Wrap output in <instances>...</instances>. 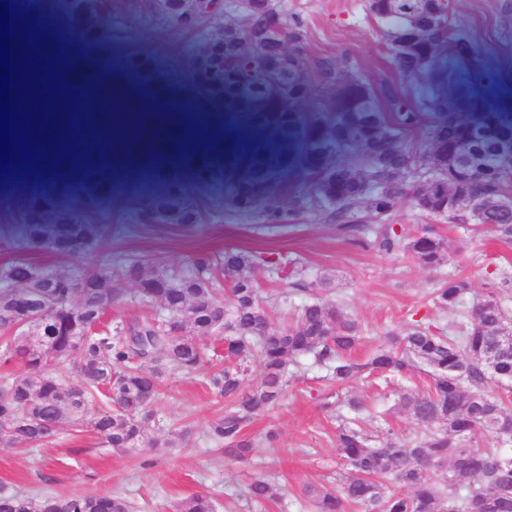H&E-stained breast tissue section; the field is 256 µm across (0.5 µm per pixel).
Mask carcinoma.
Instances as JSON below:
<instances>
[{
    "mask_svg": "<svg viewBox=\"0 0 512 512\" xmlns=\"http://www.w3.org/2000/svg\"><path fill=\"white\" fill-rule=\"evenodd\" d=\"M11 2L9 13L21 19L29 44L70 89L55 101L52 137L40 138L49 145L38 157L39 187L21 194L24 212L10 230L24 251L70 258L74 241L83 254L98 249L106 223H90L91 215L131 183L145 190L138 223L200 224L208 202L193 196L191 186L218 177L230 183L219 204L236 218L258 215L266 224H284L317 205L363 234L365 244L401 252L422 268L442 262L445 239L429 228L405 238L386 223L409 179L426 183L411 194L419 212L450 224L487 226L512 240V208L500 204L512 193V160L497 157L492 146L496 138L512 137V120L477 117V82L489 78L485 72L457 81L453 91L446 88V62L479 55L466 32L452 25L448 0H369V13L389 36L391 68L412 82L410 90H376L323 60L318 75L331 93L306 113V62L293 67L284 47L288 42L303 50L304 30L286 19L274 23L268 0H250L241 23L233 17L234 0H204L194 14L188 0H166L163 13L154 0H113L110 14L88 11V0H58L67 4L64 14L44 0ZM211 5L228 21L222 37L184 51L186 72H214L213 82L190 92L180 91L182 74L161 67L149 48L116 58L119 35L103 30L105 20L128 15L189 34ZM441 18L445 27L439 29ZM455 39L466 51L448 52ZM223 60L234 61V76L224 75ZM83 89L112 90L108 118H95L90 127L74 124L76 112L94 108V101L77 94ZM474 186L486 200L478 217L465 203ZM138 269L108 267L79 279L48 269L51 282L44 288L40 267L26 260L0 267V363L22 366L0 378V443H48L68 420L123 452L170 445L151 437V404L162 378L195 372L207 358L204 339L220 335L224 367L211 374L209 386L225 410L210 424L208 438L238 457L250 448L243 439L247 424L282 394L291 358L313 355L344 388L371 375L387 379L429 368L423 388L399 396L419 436L404 443L387 423L374 431L355 420L338 427L337 450L350 471L334 488L308 490L316 512L353 506L364 512H472L478 502L484 512H512V452L476 445L479 434L498 435L512 423V413L486 391L493 381L512 380L511 347L488 363L497 338L509 335L496 294L467 311L457 335L412 324L360 363L351 353L362 327L343 304L316 297L296 309L288 328L273 327L250 275V255L234 249L198 257L180 275L138 274L134 302L150 315L107 324L118 297L114 280ZM220 275L230 283L228 306L216 288ZM468 289L464 279L448 280L434 291L435 303L456 309ZM19 307L42 320V339L13 329ZM60 360L72 370L65 381L48 370ZM252 361L262 364L264 376L247 391L243 380ZM443 468L448 481L438 486L432 473ZM246 498L272 501L275 484L257 477ZM214 509L210 496L197 494L179 512ZM0 512H131V505L121 496L31 497L0 488Z\"/></svg>",
    "mask_w": 512,
    "mask_h": 512,
    "instance_id": "carcinoma-1",
    "label": "carcinoma"
}]
</instances>
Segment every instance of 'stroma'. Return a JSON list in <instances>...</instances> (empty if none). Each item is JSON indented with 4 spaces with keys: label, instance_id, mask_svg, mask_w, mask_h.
<instances>
[{
    "label": "stroma",
    "instance_id": "35a3bbf8",
    "mask_svg": "<svg viewBox=\"0 0 512 512\" xmlns=\"http://www.w3.org/2000/svg\"><path fill=\"white\" fill-rule=\"evenodd\" d=\"M273 4L288 20L302 25L310 66L323 59L347 60L374 88L398 85L386 60V37L369 14L368 0H273ZM448 13L473 37L481 59L496 75L481 93L485 110H502L512 101V0H448ZM120 28L118 57L149 47L163 66L176 68L183 48L202 46L204 38L223 33L224 19L203 20L195 38L135 19L121 22ZM105 218L110 232L98 250L64 260L32 253L29 261L75 274L137 258L148 272H180L197 255L242 250L254 260L252 275L268 300L273 325L287 326L295 307L314 297L339 300L362 325L354 352L361 360L385 347L389 333L403 332L408 325L447 328L454 315L435 307L433 291L453 277L470 283L465 304L494 292L512 311V282H503L504 276L512 278V244L486 227L466 230L439 217L423 216L406 198L388 221L408 237L426 226L436 229L448 242L445 259L436 269L421 268L401 253L361 245L356 233L343 230L322 210L275 227L257 220L234 222L218 208L203 223L191 226L141 224L134 204L123 196ZM271 261L289 266L292 275H271L267 270ZM210 371L206 365L189 375L167 376L154 404L156 436L187 432L183 447L122 453L106 446L95 433L74 431L66 422L54 440L40 447H0V486L31 496L119 494L134 503V512H175L180 501L200 493L214 499L217 512H313L305 486L334 485L347 471L336 451V431L348 410L340 406L326 411L324 404L336 390L326 369L310 355L289 363L288 385L280 401L245 428L251 448L242 459L225 454L207 438L210 422L224 410L222 399L208 385ZM355 391L370 411L385 412L401 439L417 434L412 415L397 404L399 387L380 394L370 383L360 382ZM260 475L273 477L279 495L252 504L245 499L244 488L250 478Z\"/></svg>",
    "mask_w": 512,
    "mask_h": 512
}]
</instances>
